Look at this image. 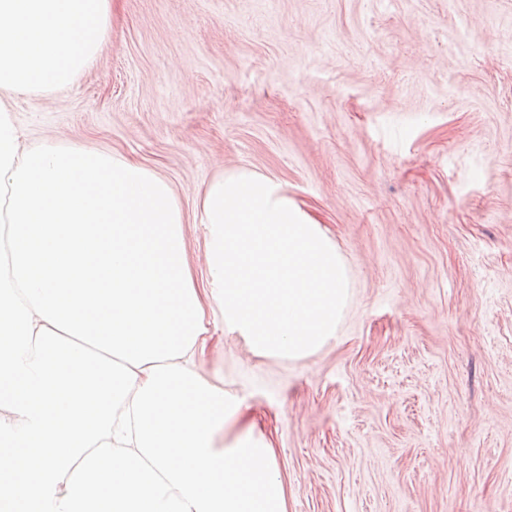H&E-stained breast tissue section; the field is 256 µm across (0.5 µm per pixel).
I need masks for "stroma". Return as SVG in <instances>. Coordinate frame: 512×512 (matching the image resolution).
<instances>
[{"instance_id":"1","label":"stroma","mask_w":512,"mask_h":512,"mask_svg":"<svg viewBox=\"0 0 512 512\" xmlns=\"http://www.w3.org/2000/svg\"><path fill=\"white\" fill-rule=\"evenodd\" d=\"M13 116L166 179L196 287L218 172L333 239L349 295L315 353L204 318L199 368L245 404L224 437L272 440L288 512H512V0H113L94 64Z\"/></svg>"}]
</instances>
